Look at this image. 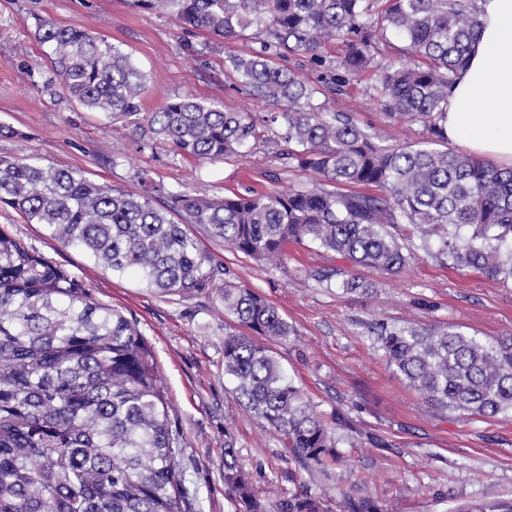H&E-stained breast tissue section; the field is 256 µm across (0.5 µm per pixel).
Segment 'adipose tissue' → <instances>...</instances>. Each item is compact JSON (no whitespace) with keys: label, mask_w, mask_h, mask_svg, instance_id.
Returning <instances> with one entry per match:
<instances>
[{"label":"adipose tissue","mask_w":512,"mask_h":512,"mask_svg":"<svg viewBox=\"0 0 512 512\" xmlns=\"http://www.w3.org/2000/svg\"><path fill=\"white\" fill-rule=\"evenodd\" d=\"M482 26L448 92L450 142L512 167V0H479Z\"/></svg>","instance_id":"1"}]
</instances>
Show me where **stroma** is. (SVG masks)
I'll list each match as a JSON object with an SVG mask.
<instances>
[{
  "instance_id": "obj_1",
  "label": "stroma",
  "mask_w": 512,
  "mask_h": 512,
  "mask_svg": "<svg viewBox=\"0 0 512 512\" xmlns=\"http://www.w3.org/2000/svg\"><path fill=\"white\" fill-rule=\"evenodd\" d=\"M43 19L90 30L130 53L147 76L143 111H159L184 96L219 103L228 112L268 110L246 93L226 61L254 47L255 29L227 44L203 30L183 33L171 16L131 8L127 0H0V124L16 131L0 136V156L32 158L135 192L150 184L220 197L277 183L313 184L312 173L284 166L270 141L249 143L226 160L196 161L175 156L147 124L114 125L86 111L59 86L45 83L51 48L38 38ZM378 83L373 69L351 78L329 109L385 131L393 144L421 139V124L387 117L377 101ZM0 227L89 285L95 300L137 320L182 433L192 512H236L224 483L228 436L266 512L305 487L323 495L327 512H339L340 489L373 498L380 512H452L460 504L512 499V417H468L424 402L367 332L369 322L383 319L451 323L495 339L512 336V284L442 264L421 249L410 225L391 229L409 251L402 272L390 275L308 243L289 244L284 263L271 267L232 252L194 224L191 233L227 274L189 298L156 293L132 272H103L12 208H0ZM339 270L370 283V294L348 295L315 279ZM228 280L262 295L292 325L288 344L273 349L318 413L342 415L339 451L345 465L300 467L237 401L224 375L226 318L219 294Z\"/></svg>"
}]
</instances>
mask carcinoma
Listing matches in <instances>:
<instances>
[{"instance_id": "1", "label": "carcinoma", "mask_w": 512, "mask_h": 512, "mask_svg": "<svg viewBox=\"0 0 512 512\" xmlns=\"http://www.w3.org/2000/svg\"><path fill=\"white\" fill-rule=\"evenodd\" d=\"M371 0H133L170 14L185 29L231 42L250 27L259 47L228 56L248 94L275 108L257 115L180 97L141 112L147 77L132 56L95 33L40 22L52 48L46 84L112 121L147 123L174 154L195 160L238 156L278 126L279 159L315 176L310 187L234 192L219 199L175 189L157 202L96 184L77 172L0 157V204L107 273H137L164 295L191 297L224 275L188 224L272 266L288 244L305 241L359 266L399 273L405 247L389 231L409 224L422 246L456 269L512 281V168L448 148L442 124L448 89L481 28L475 0H388L378 18ZM392 34L417 63L381 67L380 105L420 123L425 137L404 145L327 109L348 78L376 65ZM330 42L345 47L329 59ZM298 56L322 68L317 86L276 60ZM373 186L375 196L336 186ZM182 218V223L173 216ZM338 287L370 292L354 275ZM224 314L245 329L224 334V375L236 398L282 437L304 468L343 463L339 438L297 387L268 340L293 328L244 285L224 284ZM372 334L408 386L442 410L512 414V339H488L446 325L389 326ZM180 435L154 354L136 322L96 301L88 285L12 234L0 230V512H187ZM224 483L243 512H265L224 442ZM343 512H379L366 496L342 494ZM276 512H325L309 490Z\"/></svg>"}]
</instances>
